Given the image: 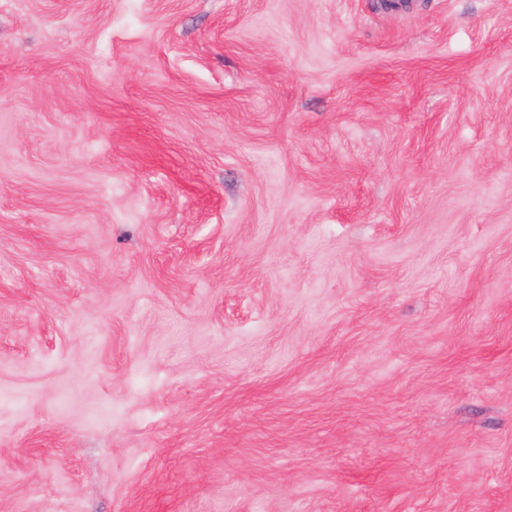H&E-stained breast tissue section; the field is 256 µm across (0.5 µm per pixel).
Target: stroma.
<instances>
[{"label": "stroma", "instance_id": "35a3bbf8", "mask_svg": "<svg viewBox=\"0 0 512 512\" xmlns=\"http://www.w3.org/2000/svg\"><path fill=\"white\" fill-rule=\"evenodd\" d=\"M0 512H512V0H0Z\"/></svg>", "mask_w": 512, "mask_h": 512}]
</instances>
